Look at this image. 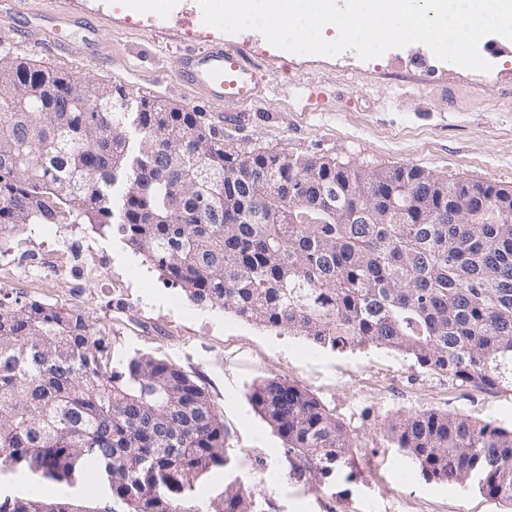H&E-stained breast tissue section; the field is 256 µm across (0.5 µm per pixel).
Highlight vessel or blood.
<instances>
[{
  "label": "vessel or blood",
  "instance_id": "vessel-or-blood-1",
  "mask_svg": "<svg viewBox=\"0 0 512 512\" xmlns=\"http://www.w3.org/2000/svg\"><path fill=\"white\" fill-rule=\"evenodd\" d=\"M186 83L199 89L211 102L259 101L264 76L237 51L213 45L205 51L192 50L180 60Z\"/></svg>",
  "mask_w": 512,
  "mask_h": 512
}]
</instances>
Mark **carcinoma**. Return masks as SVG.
I'll return each mask as SVG.
<instances>
[{
	"label": "carcinoma",
	"instance_id": "cac0c4a2",
	"mask_svg": "<svg viewBox=\"0 0 512 512\" xmlns=\"http://www.w3.org/2000/svg\"><path fill=\"white\" fill-rule=\"evenodd\" d=\"M47 83L54 96L35 97ZM99 111H66L69 99ZM0 233L88 224L117 235L196 305L332 351L395 350L467 386L512 392V189L414 166H351L224 144L196 112L110 106L90 76L0 55ZM303 181L302 198L284 186ZM344 190L329 209L322 192ZM358 215L359 224L350 222ZM41 359L21 364L22 351ZM290 474L343 476L350 431L309 391L268 379L249 393ZM428 480L512 502V430L428 410L387 427ZM68 480L93 468L127 512H249L240 487L197 503L187 482L234 468L208 393L171 361L107 359L79 314L0 301V449ZM0 512H76L36 497Z\"/></svg>",
	"mask_w": 512,
	"mask_h": 512
}]
</instances>
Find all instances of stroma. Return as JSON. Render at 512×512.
<instances>
[{"label":"stroma","mask_w":512,"mask_h":512,"mask_svg":"<svg viewBox=\"0 0 512 512\" xmlns=\"http://www.w3.org/2000/svg\"><path fill=\"white\" fill-rule=\"evenodd\" d=\"M59 0H0V55L71 76L92 75L166 107L201 113L226 143L324 157L378 168L416 166L451 180L512 185V40L484 36L487 73L438 60L424 44L364 61L293 54L257 31L228 34L204 24L198 0H71L68 40L49 42L45 27ZM98 33L97 60L85 59V28ZM221 43L256 60L263 101L210 103L183 82L186 50ZM112 256V291L88 287L67 303L119 356L147 353L186 371L224 419L235 476L252 512H512L470 485L426 480L386 435L397 417L426 410L462 414L512 428V393L464 387L385 348L337 352L303 336L279 334L219 308L189 301L115 236L89 233ZM279 378L313 393L354 438L351 480L294 478L278 434L254 411L251 388ZM276 473L269 484L264 476ZM38 487L86 512H126L107 483L85 478L20 477L0 467V499Z\"/></svg>","instance_id":"stroma-1"}]
</instances>
